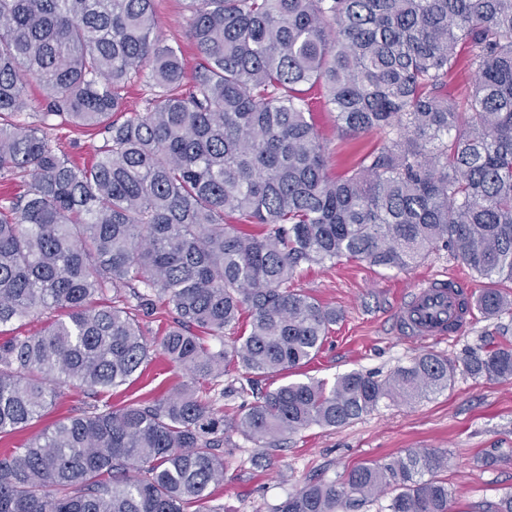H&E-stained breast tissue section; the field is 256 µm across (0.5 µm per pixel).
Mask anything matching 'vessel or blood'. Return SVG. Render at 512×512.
Returning a JSON list of instances; mask_svg holds the SVG:
<instances>
[{
    "label": "vessel or blood",
    "mask_w": 512,
    "mask_h": 512,
    "mask_svg": "<svg viewBox=\"0 0 512 512\" xmlns=\"http://www.w3.org/2000/svg\"><path fill=\"white\" fill-rule=\"evenodd\" d=\"M471 292L454 276L433 278L412 290L399 311L402 330L411 338L441 340L451 329H462L468 318L462 306L470 302Z\"/></svg>",
    "instance_id": "obj_1"
}]
</instances>
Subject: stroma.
Here are the masks:
<instances>
[{"instance_id": "stroma-1", "label": "stroma", "mask_w": 512, "mask_h": 512, "mask_svg": "<svg viewBox=\"0 0 512 512\" xmlns=\"http://www.w3.org/2000/svg\"><path fill=\"white\" fill-rule=\"evenodd\" d=\"M155 13L157 32L164 42L181 50L187 66H195L200 54L190 35L188 0H155ZM314 121L328 144V173L333 177L342 175L379 142L375 133L339 139L334 115L324 109L315 112ZM53 136L59 149L81 167L93 163L106 138L101 127L65 124L56 126ZM448 273L461 278L474 292L489 285L441 247L403 272L359 259H344L332 268L303 267L295 277V287L336 308L341 318L330 327L318 356L295 371V379L331 383L350 371L382 378L426 351L453 360L468 350L482 351L512 341V309L492 319L473 313L462 331L444 341L409 339L398 331L399 306L409 291L424 280ZM186 381L183 372L156 354L134 383L98 396L75 385L62 386L45 420L50 423L77 414L92 404L118 408L133 400L152 399L180 389ZM423 448L448 453V465L440 477L448 484L454 512H481L485 503L512 491V379L489 384L457 371L447 390L426 399L412 404L385 399L348 425H313L290 435L267 467L252 466V444L231 435L223 446L229 466L223 483L213 487L209 504L224 512H272L288 494L307 483L339 482L362 462ZM488 453L504 455L505 460L483 466L479 459Z\"/></svg>"}]
</instances>
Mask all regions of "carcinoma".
I'll list each match as a JSON object with an SVG mask.
<instances>
[{"instance_id": "obj_1", "label": "carcinoma", "mask_w": 512, "mask_h": 512, "mask_svg": "<svg viewBox=\"0 0 512 512\" xmlns=\"http://www.w3.org/2000/svg\"><path fill=\"white\" fill-rule=\"evenodd\" d=\"M190 3L201 58L189 73L159 39L154 0H0V178L30 177L9 201L15 218L0 213V328L65 313L0 342V436L41 417L56 385L121 387L157 351L191 379L149 402L94 405L0 457V512H187L224 481L229 431L263 467L286 436L442 392L460 366L512 378L511 343L457 360L429 351L383 379L350 371L280 384L231 419L216 408L229 367L245 370L247 398L255 377L319 353L338 314L293 287L304 265L406 271L441 245L512 282V0ZM463 45L476 83L456 102ZM145 67V111L105 124ZM29 76L48 97L36 125L16 122ZM315 87L339 137L380 135L336 178ZM51 116L105 124L91 166L55 151ZM154 297L171 321L155 344L139 321ZM473 304L486 318L512 308L499 288ZM244 313L248 334L224 343ZM447 464L439 449L364 462L272 512H352L387 492L388 512H453Z\"/></svg>"}]
</instances>
